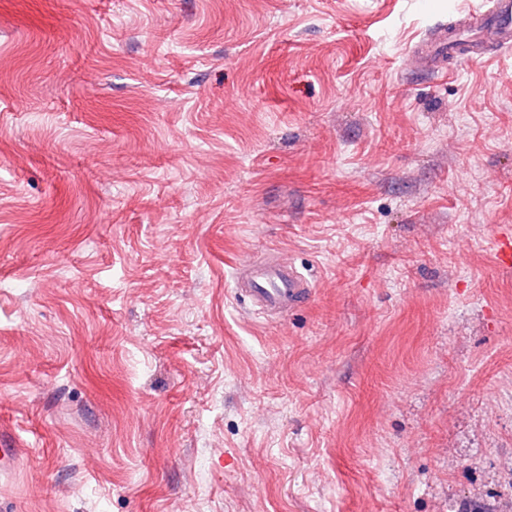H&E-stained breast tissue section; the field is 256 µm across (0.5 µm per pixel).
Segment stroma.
Segmentation results:
<instances>
[{
  "instance_id": "obj_1",
  "label": "stroma",
  "mask_w": 512,
  "mask_h": 512,
  "mask_svg": "<svg viewBox=\"0 0 512 512\" xmlns=\"http://www.w3.org/2000/svg\"><path fill=\"white\" fill-rule=\"evenodd\" d=\"M485 2L0 0V512H512V51L414 53ZM234 286L237 294L249 300L251 314L263 319L287 315L313 294L310 280L291 260L281 257L239 263Z\"/></svg>"
}]
</instances>
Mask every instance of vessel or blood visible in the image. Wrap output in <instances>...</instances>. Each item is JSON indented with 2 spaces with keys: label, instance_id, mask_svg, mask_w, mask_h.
Here are the masks:
<instances>
[{
  "label": "vessel or blood",
  "instance_id": "1",
  "mask_svg": "<svg viewBox=\"0 0 512 512\" xmlns=\"http://www.w3.org/2000/svg\"><path fill=\"white\" fill-rule=\"evenodd\" d=\"M467 37L460 44L448 40V30L437 27L421 50V66L437 72L448 55L462 53L482 56L483 46H512V0H488L482 11L468 15ZM234 286L237 294L250 302L253 316L279 318L308 301L313 288L296 266L281 257L260 261L246 260L235 269Z\"/></svg>",
  "mask_w": 512,
  "mask_h": 512
}]
</instances>
